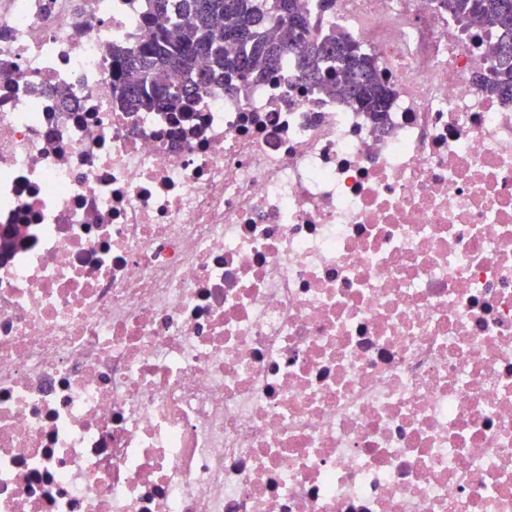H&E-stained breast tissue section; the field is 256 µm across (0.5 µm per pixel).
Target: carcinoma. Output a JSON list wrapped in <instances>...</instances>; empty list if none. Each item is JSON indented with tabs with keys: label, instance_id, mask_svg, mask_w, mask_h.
<instances>
[{
	"label": "carcinoma",
	"instance_id": "obj_1",
	"mask_svg": "<svg viewBox=\"0 0 512 512\" xmlns=\"http://www.w3.org/2000/svg\"><path fill=\"white\" fill-rule=\"evenodd\" d=\"M309 14L299 0H144V35L133 50L112 48V86L131 111L187 112L220 86L230 95L278 71L286 61L307 82L355 105L378 124L393 96L376 60L334 30L320 31L334 0ZM457 22L478 18L497 35L495 66L482 89L512 101V0H440ZM236 52L226 54L224 45Z\"/></svg>",
	"mask_w": 512,
	"mask_h": 512
}]
</instances>
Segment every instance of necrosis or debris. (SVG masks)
Segmentation results:
<instances>
[{
	"instance_id": "1",
	"label": "necrosis or debris",
	"mask_w": 512,
	"mask_h": 512,
	"mask_svg": "<svg viewBox=\"0 0 512 512\" xmlns=\"http://www.w3.org/2000/svg\"><path fill=\"white\" fill-rule=\"evenodd\" d=\"M142 0H0V512H512V102L437 0L324 17L376 126L291 66L127 112Z\"/></svg>"
}]
</instances>
